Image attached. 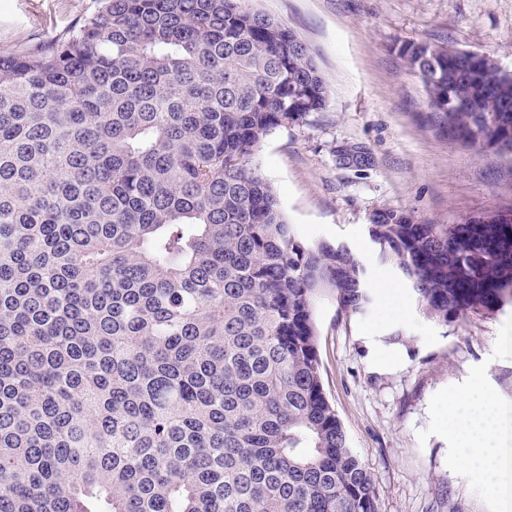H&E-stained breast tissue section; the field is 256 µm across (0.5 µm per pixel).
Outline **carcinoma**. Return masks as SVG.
Listing matches in <instances>:
<instances>
[{
    "mask_svg": "<svg viewBox=\"0 0 512 512\" xmlns=\"http://www.w3.org/2000/svg\"><path fill=\"white\" fill-rule=\"evenodd\" d=\"M399 53L429 127L512 154V75ZM326 99L244 0H96L0 52V512H377L313 319L365 312L363 260L302 241L252 164ZM369 236L430 319L512 306V208Z\"/></svg>",
    "mask_w": 512,
    "mask_h": 512,
    "instance_id": "obj_1",
    "label": "carcinoma"
}]
</instances>
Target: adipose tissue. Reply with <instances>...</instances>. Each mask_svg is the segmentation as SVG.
<instances>
[{"instance_id": "adipose-tissue-1", "label": "adipose tissue", "mask_w": 512, "mask_h": 512, "mask_svg": "<svg viewBox=\"0 0 512 512\" xmlns=\"http://www.w3.org/2000/svg\"><path fill=\"white\" fill-rule=\"evenodd\" d=\"M451 422L463 437V461L488 477L500 512H512V407L484 395L453 405Z\"/></svg>"}]
</instances>
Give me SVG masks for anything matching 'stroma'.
Masks as SVG:
<instances>
[{"instance_id":"1","label":"stroma","mask_w":512,"mask_h":512,"mask_svg":"<svg viewBox=\"0 0 512 512\" xmlns=\"http://www.w3.org/2000/svg\"><path fill=\"white\" fill-rule=\"evenodd\" d=\"M292 30L327 87L324 111L275 130L254 162L306 242L358 251L366 313L317 303L325 393L379 490L378 512H499L488 478L455 453L448 404L488 394L512 407V308L449 325L426 318L368 227L398 211L420 224L512 206V159L439 138L401 43L443 42L512 74V0H246ZM95 0H0V51L31 46L94 11ZM406 339L391 342L395 331Z\"/></svg>"}]
</instances>
